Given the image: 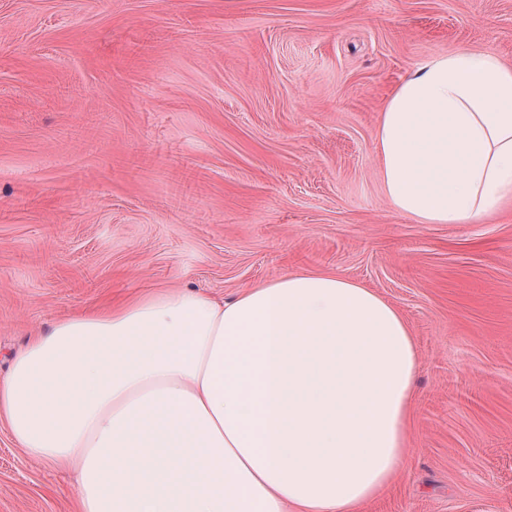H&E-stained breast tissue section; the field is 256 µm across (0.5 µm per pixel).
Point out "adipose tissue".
<instances>
[{"mask_svg": "<svg viewBox=\"0 0 512 512\" xmlns=\"http://www.w3.org/2000/svg\"><path fill=\"white\" fill-rule=\"evenodd\" d=\"M391 207L464 224L512 199V67L420 62L375 137ZM418 357L400 311L295 272L229 302L152 291L39 332L0 378V424L73 467L79 512H360L406 458Z\"/></svg>", "mask_w": 512, "mask_h": 512, "instance_id": "ef3b65f1", "label": "adipose tissue"}]
</instances>
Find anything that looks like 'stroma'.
I'll return each instance as SVG.
<instances>
[{
  "instance_id": "stroma-1",
  "label": "stroma",
  "mask_w": 512,
  "mask_h": 512,
  "mask_svg": "<svg viewBox=\"0 0 512 512\" xmlns=\"http://www.w3.org/2000/svg\"><path fill=\"white\" fill-rule=\"evenodd\" d=\"M512 66V0H0V375L149 288H371L419 357L410 457L362 512H512V201L420 224L375 136L416 65ZM0 425V512H75Z\"/></svg>"
}]
</instances>
